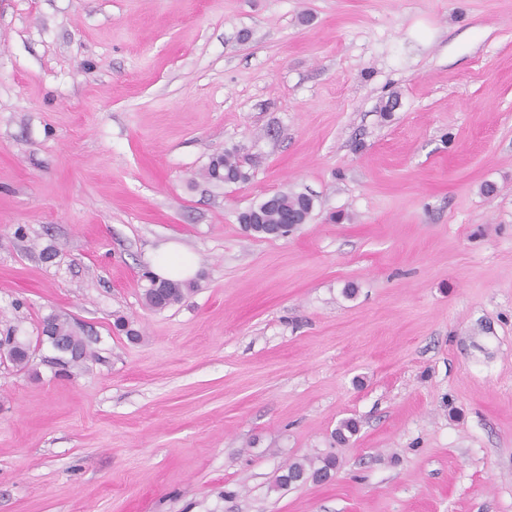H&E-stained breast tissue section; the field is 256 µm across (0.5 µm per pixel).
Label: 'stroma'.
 Masks as SVG:
<instances>
[{
  "mask_svg": "<svg viewBox=\"0 0 512 512\" xmlns=\"http://www.w3.org/2000/svg\"><path fill=\"white\" fill-rule=\"evenodd\" d=\"M7 334L0 512H512V0H0ZM206 177L217 183H238L248 180L239 159L232 153L217 155L210 161ZM253 208L260 211L262 222L252 219L254 212L243 215L245 220L253 223L250 224L251 232L270 236L273 230L278 229L283 235L291 229V225L285 223L287 214L288 217H294L297 224H304L312 215L314 199L305 192L274 193L251 207ZM161 257L154 265L156 278L154 279L153 290L151 283L153 275H146L149 282L145 289L144 298L146 304L154 310H163L169 306L181 303L187 295L193 290L190 284H183L178 281L167 280L164 285V279H190L195 273L193 262L185 255L183 247L176 243H168L159 251ZM160 277V278H158ZM165 287V295L159 298L155 295L162 294ZM54 332L55 334L64 340L74 351L75 355L70 358V361L76 362L72 363V365H78L79 363L84 362L88 357L89 353L87 351L84 345V338L81 336H78L72 329L70 323L64 319L61 318L58 315H54ZM57 336H54L52 325H51V317L47 318L46 321L42 323L41 326V337L45 338L46 341L50 344V346L53 348L54 351L59 353L61 357H58L59 361L63 360V356L71 353V348L68 347V345L57 338ZM85 358V359H84ZM84 359L81 362H77ZM336 468V459L332 456H326L319 459V464L295 462L288 465L287 471L281 474L277 481L281 486H290L306 482L308 479L322 480L330 476L333 469Z\"/></svg>",
  "mask_w": 512,
  "mask_h": 512,
  "instance_id": "stroma-1",
  "label": "stroma"
}]
</instances>
